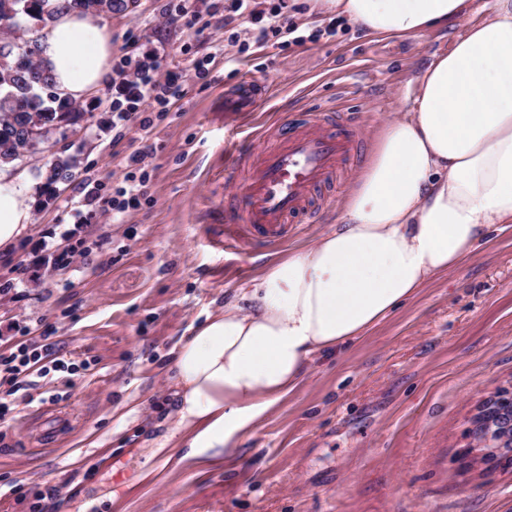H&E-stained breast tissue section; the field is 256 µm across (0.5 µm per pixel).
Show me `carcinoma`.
I'll return each instance as SVG.
<instances>
[{"label": "carcinoma", "instance_id": "carcinoma-1", "mask_svg": "<svg viewBox=\"0 0 512 512\" xmlns=\"http://www.w3.org/2000/svg\"><path fill=\"white\" fill-rule=\"evenodd\" d=\"M136 0H72V6L84 12L104 15L134 9ZM52 0H0V26L5 28L0 38V166L18 160L20 153L40 154L43 145L27 144L21 138L22 128L38 118L47 132L55 122L67 116L83 117L87 109L68 97H48L44 88L54 85L53 77L44 67L40 49L30 48V40H19L17 33L28 30L25 23L42 25L54 17ZM74 161L57 157L56 176L46 178L42 186L41 203L59 195V184L73 176Z\"/></svg>", "mask_w": 512, "mask_h": 512}]
</instances>
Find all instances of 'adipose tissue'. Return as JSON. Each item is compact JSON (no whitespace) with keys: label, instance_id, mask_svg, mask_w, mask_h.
I'll use <instances>...</instances> for the list:
<instances>
[{"label":"adipose tissue","instance_id":"adipose-tissue-1","mask_svg":"<svg viewBox=\"0 0 512 512\" xmlns=\"http://www.w3.org/2000/svg\"><path fill=\"white\" fill-rule=\"evenodd\" d=\"M40 57L61 95L106 77L112 35L101 17L56 0ZM351 23L415 35L458 18L467 0H327ZM35 198L0 169V252L24 235ZM512 224V0H493L418 79L413 109L381 130L335 224L314 245L269 262L240 303L179 341L173 426L189 456L238 447L293 393L319 356L355 341L438 275Z\"/></svg>","mask_w":512,"mask_h":512}]
</instances>
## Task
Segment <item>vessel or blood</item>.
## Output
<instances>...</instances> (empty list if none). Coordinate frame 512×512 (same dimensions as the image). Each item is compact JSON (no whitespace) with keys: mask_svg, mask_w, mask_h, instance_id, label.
<instances>
[{"mask_svg":"<svg viewBox=\"0 0 512 512\" xmlns=\"http://www.w3.org/2000/svg\"><path fill=\"white\" fill-rule=\"evenodd\" d=\"M269 86L266 79L243 80L229 100L250 111ZM359 128L357 118L325 109L301 123L258 130L252 150L235 152L224 166L226 181L240 186L224 204L225 246L278 242L293 224L321 212L326 189L354 158Z\"/></svg>","mask_w":512,"mask_h":512,"instance_id":"vessel-or-blood-1","label":"vessel or blood"}]
</instances>
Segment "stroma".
<instances>
[{
	"label": "stroma",
	"instance_id": "stroma-1",
	"mask_svg": "<svg viewBox=\"0 0 512 512\" xmlns=\"http://www.w3.org/2000/svg\"><path fill=\"white\" fill-rule=\"evenodd\" d=\"M286 4L305 43L260 45L243 24L242 51L224 46V0H138L104 16L114 66L180 72L183 94L151 112L150 179L124 212L110 200L141 141L117 117L129 104L113 80L91 94L82 135L52 140L76 168L0 260V351L33 328L79 370L39 379L32 403L0 423V512H512V466L465 458L476 407L512 386V227L316 358L226 461L196 467L180 448L149 451L171 426L178 340L238 303L269 261L329 230L384 125L411 111L422 70L490 14V0H469L446 27L390 36L315 0ZM331 23L335 36L309 41ZM247 75L273 78V96L254 112L225 111V90ZM333 105L357 115L363 148L326 208L248 265L213 247L235 191L227 152L261 122Z\"/></svg>",
	"mask_w": 512,
	"mask_h": 512
}]
</instances>
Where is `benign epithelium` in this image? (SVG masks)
<instances>
[{"mask_svg":"<svg viewBox=\"0 0 512 512\" xmlns=\"http://www.w3.org/2000/svg\"><path fill=\"white\" fill-rule=\"evenodd\" d=\"M512 448V390H502L480 403L469 431L466 453L474 464Z\"/></svg>","mask_w":512,"mask_h":512,"instance_id":"benign-epithelium-1","label":"benign epithelium"}]
</instances>
